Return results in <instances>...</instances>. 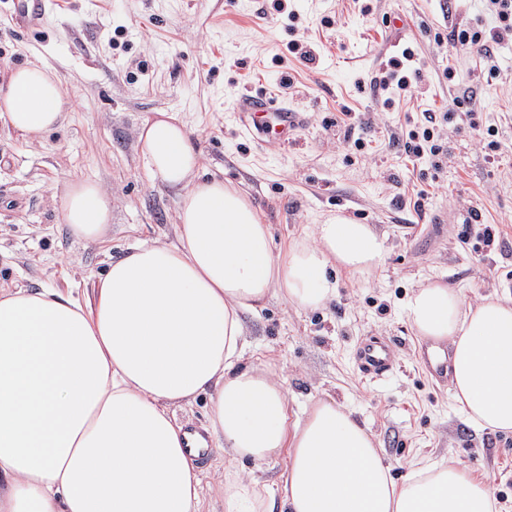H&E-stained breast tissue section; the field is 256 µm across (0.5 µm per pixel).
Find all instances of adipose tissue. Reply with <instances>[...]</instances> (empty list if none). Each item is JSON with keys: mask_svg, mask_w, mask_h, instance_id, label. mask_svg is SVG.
<instances>
[{"mask_svg": "<svg viewBox=\"0 0 512 512\" xmlns=\"http://www.w3.org/2000/svg\"><path fill=\"white\" fill-rule=\"evenodd\" d=\"M71 98L31 62L0 72V124L23 139L59 127ZM154 182L181 190L177 244L139 242L94 284L92 304L49 289H0V512H204L201 478L175 407L211 402L214 454L282 463V512H498L486 482L455 462L396 483L371 431L333 398L288 417L277 374L243 364V315L276 292L324 307L336 276L386 258L384 238L343 216L310 241L277 249L250 198L201 178V154L172 112L142 124ZM62 217L100 237L112 208L95 183L69 182ZM405 316L417 335L448 342L453 400L476 429L512 433V297L472 303L428 280ZM224 512H261L266 489L222 486Z\"/></svg>", "mask_w": 512, "mask_h": 512, "instance_id": "adipose-tissue-1", "label": "adipose tissue"}]
</instances>
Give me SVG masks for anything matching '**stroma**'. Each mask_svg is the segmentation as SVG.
Masks as SVG:
<instances>
[{
	"mask_svg": "<svg viewBox=\"0 0 512 512\" xmlns=\"http://www.w3.org/2000/svg\"><path fill=\"white\" fill-rule=\"evenodd\" d=\"M273 3L58 0L39 33L23 36L13 0H0V67L41 63L72 95L62 126L47 135L26 140L0 127V287L83 300L129 246L175 243L178 191L151 180L138 134L156 113H177L205 172L239 185L277 246L335 214L387 237L384 267L339 276L325 308L295 309L279 292L244 314L247 359L276 368L293 413L328 396L353 409L395 479L452 459L486 476L500 512H512V435L467 425L448 386L427 372L404 312L411 291L435 276L472 300L512 295V40L491 61L452 48L454 28L497 27L485 0H369L366 13L358 0H291L286 15ZM293 39L311 47L314 63L288 55ZM407 47L410 69L422 72L419 95L385 103L370 82ZM258 88L306 109L296 142L268 149L240 135L233 101ZM463 88L477 97L479 130L440 118ZM428 112L438 115L442 150L416 157L401 139ZM489 128L494 151L481 139ZM75 177L110 199L99 239L75 238L63 222L61 198ZM473 206L500 229L499 245L467 232ZM372 336L398 344L392 372L375 382L356 360Z\"/></svg>",
	"mask_w": 512,
	"mask_h": 512,
	"instance_id": "35a3bbf8",
	"label": "stroma"
}]
</instances>
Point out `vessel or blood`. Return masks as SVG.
<instances>
[{
  "instance_id": "1",
  "label": "vessel or blood",
  "mask_w": 512,
  "mask_h": 512,
  "mask_svg": "<svg viewBox=\"0 0 512 512\" xmlns=\"http://www.w3.org/2000/svg\"><path fill=\"white\" fill-rule=\"evenodd\" d=\"M49 6L50 0H16V29L26 33L39 29ZM234 110L245 132L264 134L271 146H285L293 142L306 124L304 113L263 92L239 94ZM396 348V343L388 339L370 338L362 342L357 355L362 376L378 380L390 373L395 364ZM435 349V356L426 360V368L430 374L444 381L452 369L450 351L444 343L436 344Z\"/></svg>"
}]
</instances>
